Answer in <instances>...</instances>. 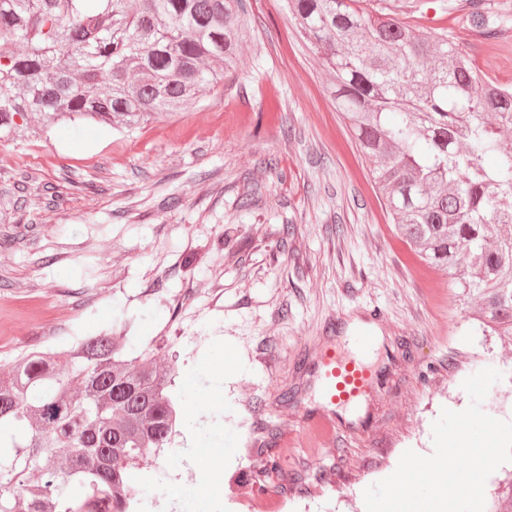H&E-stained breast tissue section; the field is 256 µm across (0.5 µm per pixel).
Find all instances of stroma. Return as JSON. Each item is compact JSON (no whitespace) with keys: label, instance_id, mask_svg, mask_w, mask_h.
I'll list each match as a JSON object with an SVG mask.
<instances>
[{"label":"stroma","instance_id":"obj_1","mask_svg":"<svg viewBox=\"0 0 512 512\" xmlns=\"http://www.w3.org/2000/svg\"><path fill=\"white\" fill-rule=\"evenodd\" d=\"M471 0H361L512 83V22L487 37ZM240 63L186 111L133 130H28L0 140V357L69 349L129 323L176 362L172 440L146 486L152 512H365L405 450L431 454L465 378L502 373L482 404L512 422V339L391 223L331 77L283 0H251ZM251 197L250 208L239 206ZM384 337L362 412L329 443L316 354L348 322ZM215 398L207 415L192 401ZM219 472L208 495L197 475Z\"/></svg>","mask_w":512,"mask_h":512}]
</instances>
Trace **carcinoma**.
Returning a JSON list of instances; mask_svg holds the SVG:
<instances>
[{
  "label": "carcinoma",
  "mask_w": 512,
  "mask_h": 512,
  "mask_svg": "<svg viewBox=\"0 0 512 512\" xmlns=\"http://www.w3.org/2000/svg\"><path fill=\"white\" fill-rule=\"evenodd\" d=\"M0 0V137L31 123L134 128L224 84L249 0ZM333 76L336 108L414 252L444 271L476 320L512 336V85L445 33L284 0ZM492 34L499 19L472 11ZM112 333L0 361V512H143L135 478L174 433L176 364L124 357Z\"/></svg>",
  "instance_id": "1"
}]
</instances>
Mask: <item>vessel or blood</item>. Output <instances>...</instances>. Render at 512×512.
Here are the masks:
<instances>
[{
	"instance_id": "obj_1",
	"label": "vessel or blood",
	"mask_w": 512,
	"mask_h": 512,
	"mask_svg": "<svg viewBox=\"0 0 512 512\" xmlns=\"http://www.w3.org/2000/svg\"><path fill=\"white\" fill-rule=\"evenodd\" d=\"M318 367L327 408L336 403H353L367 391L376 377L370 365L334 350L320 354Z\"/></svg>"
}]
</instances>
